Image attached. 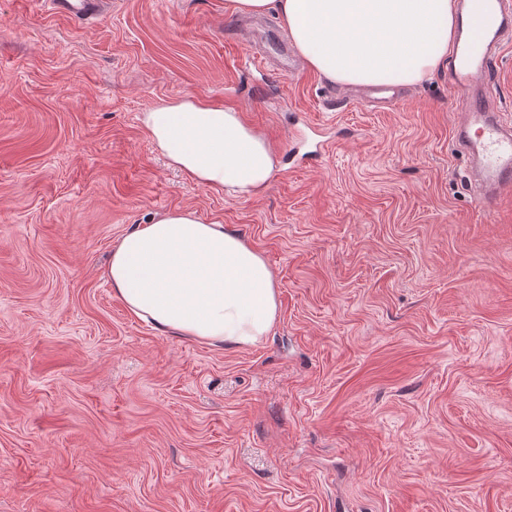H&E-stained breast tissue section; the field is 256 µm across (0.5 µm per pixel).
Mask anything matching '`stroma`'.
<instances>
[{
  "mask_svg": "<svg viewBox=\"0 0 512 512\" xmlns=\"http://www.w3.org/2000/svg\"><path fill=\"white\" fill-rule=\"evenodd\" d=\"M224 0H110L86 23L0 0V512H512V201L485 212L447 69L385 110ZM490 91L512 118V39ZM203 97L277 153L241 198L168 166L140 123ZM320 126L332 148L289 157ZM188 208L270 267L256 344L165 334L105 269Z\"/></svg>",
  "mask_w": 512,
  "mask_h": 512,
  "instance_id": "1",
  "label": "stroma"
}]
</instances>
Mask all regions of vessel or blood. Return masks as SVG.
Instances as JSON below:
<instances>
[{"mask_svg": "<svg viewBox=\"0 0 512 512\" xmlns=\"http://www.w3.org/2000/svg\"><path fill=\"white\" fill-rule=\"evenodd\" d=\"M462 2L469 17V54L451 71V83L466 116L456 140L468 162L478 163L485 182L476 185V196L491 209L512 198V128L502 124L494 100L479 83L490 73L489 54L499 33L512 28V0ZM39 4L44 12L88 21L99 16L103 0H39Z\"/></svg>", "mask_w": 512, "mask_h": 512, "instance_id": "obj_1", "label": "vessel or blood"}]
</instances>
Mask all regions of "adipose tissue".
<instances>
[{
    "mask_svg": "<svg viewBox=\"0 0 512 512\" xmlns=\"http://www.w3.org/2000/svg\"><path fill=\"white\" fill-rule=\"evenodd\" d=\"M224 10L276 14L307 64L340 84L418 83L447 60L457 35L456 0H225ZM141 125L171 167L207 189L258 196L277 164L237 110L200 97L160 104ZM106 276L136 317L210 345L255 344L278 314L264 259L188 209L123 235Z\"/></svg>",
    "mask_w": 512,
    "mask_h": 512,
    "instance_id": "ef3b65f1",
    "label": "adipose tissue"
}]
</instances>
